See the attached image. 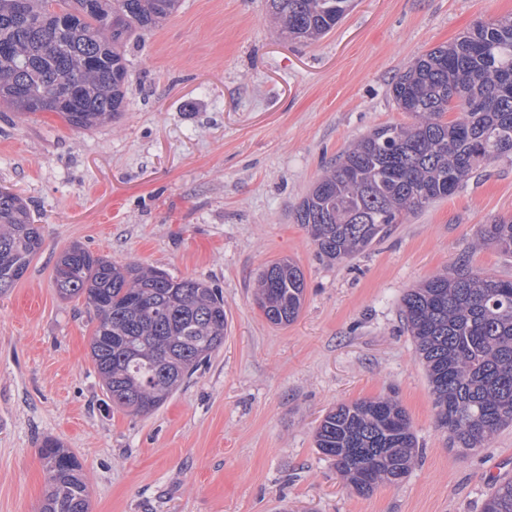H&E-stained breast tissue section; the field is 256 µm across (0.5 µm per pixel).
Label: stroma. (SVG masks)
<instances>
[{"instance_id": "obj_1", "label": "stroma", "mask_w": 512, "mask_h": 512, "mask_svg": "<svg viewBox=\"0 0 512 512\" xmlns=\"http://www.w3.org/2000/svg\"><path fill=\"white\" fill-rule=\"evenodd\" d=\"M511 15L512 0H355L305 43L278 35L265 0H182L129 43L119 119L76 131L54 112H0V185L44 233L0 295V512H38L47 437L81 463L90 512H481L492 482L512 479V427L470 454L450 447L400 302L461 261L512 278V256L476 244L483 224L512 218V155L343 261L318 255L296 211L351 144L409 122L392 84L416 58ZM75 242L224 297L223 346L153 413L112 407L90 355L94 313L57 294L53 265ZM283 258L306 294L275 326L255 282ZM389 395L419 457L359 495L315 429L340 405Z\"/></svg>"}]
</instances>
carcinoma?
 <instances>
[{
	"mask_svg": "<svg viewBox=\"0 0 512 512\" xmlns=\"http://www.w3.org/2000/svg\"><path fill=\"white\" fill-rule=\"evenodd\" d=\"M287 39L333 30L352 0H267ZM181 0H0V107L57 112L75 130L125 111L128 42L161 27ZM410 125L389 123L351 145L299 205L320 256L342 261L381 241L404 217L450 196L491 159L512 154V17L477 22L435 48L392 85ZM456 113L452 120L445 119ZM44 243L25 201L0 187V294L25 275ZM479 243L512 255V219L482 226ZM58 295L83 299L97 320L90 353L115 408L160 409L224 345V299L208 282L95 256L74 244L53 268ZM258 306L275 326L294 322L305 277L284 259L258 274ZM438 426L464 452L512 425V279L456 265L402 297ZM316 447L358 494L405 478L418 456L410 418L394 397L358 400L326 414ZM48 472L40 512H89L76 456L42 443ZM482 512H512V481H493Z\"/></svg>",
	"mask_w": 512,
	"mask_h": 512,
	"instance_id": "obj_1",
	"label": "carcinoma"
}]
</instances>
